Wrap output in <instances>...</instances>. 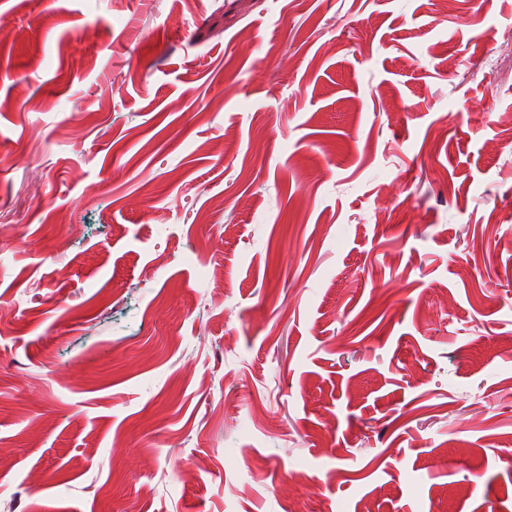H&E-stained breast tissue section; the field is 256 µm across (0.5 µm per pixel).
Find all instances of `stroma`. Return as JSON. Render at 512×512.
<instances>
[{
	"label": "stroma",
	"mask_w": 512,
	"mask_h": 512,
	"mask_svg": "<svg viewBox=\"0 0 512 512\" xmlns=\"http://www.w3.org/2000/svg\"><path fill=\"white\" fill-rule=\"evenodd\" d=\"M0 305V512H512V0H0Z\"/></svg>",
	"instance_id": "1"
}]
</instances>
